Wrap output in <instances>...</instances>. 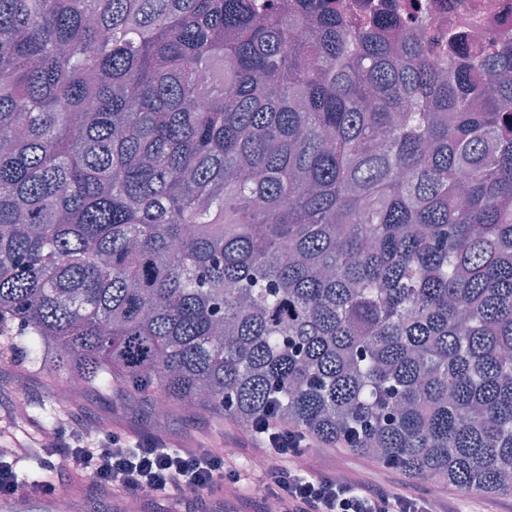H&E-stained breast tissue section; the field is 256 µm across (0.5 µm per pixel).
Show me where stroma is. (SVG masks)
I'll return each instance as SVG.
<instances>
[{
  "instance_id": "stroma-1",
  "label": "stroma",
  "mask_w": 512,
  "mask_h": 512,
  "mask_svg": "<svg viewBox=\"0 0 512 512\" xmlns=\"http://www.w3.org/2000/svg\"><path fill=\"white\" fill-rule=\"evenodd\" d=\"M66 386V376L36 372L9 353L0 354V404L13 408L26 406L29 416L24 419L23 424L27 427L33 424L32 412L49 405L58 406L63 412L79 411L99 420L105 426L127 432L162 434L176 444L218 436L230 425L229 420L204 409L191 415L172 411L160 419L154 413L151 400L113 390H88L80 402L74 403L63 395ZM314 454L340 473H355L381 481L387 478V473L379 461L346 448H318ZM400 486L419 493L428 492L430 487H437L447 493L457 512H472L475 504L485 499L493 502L496 512H512L511 493L488 495L468 492L444 480L434 482L428 479H405Z\"/></svg>"
}]
</instances>
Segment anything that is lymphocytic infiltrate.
Wrapping results in <instances>:
<instances>
[{"label": "lymphocytic infiltrate", "mask_w": 512, "mask_h": 512, "mask_svg": "<svg viewBox=\"0 0 512 512\" xmlns=\"http://www.w3.org/2000/svg\"><path fill=\"white\" fill-rule=\"evenodd\" d=\"M222 446L172 443L163 435L101 431L66 413L56 421L52 437L12 427L0 430V499L22 491L56 495L59 485L81 480L87 504L105 495L120 502L149 497L170 512H209L223 499L224 512H241L233 500L240 483H257L248 512H266L276 501L281 512H451L441 495L404 493L349 474L336 476L312 453L318 439L274 415L261 421L248 441L251 460L264 469H244L235 456L242 440L227 432ZM57 469L55 482L22 488L15 478L20 465Z\"/></svg>", "instance_id": "obj_1"}]
</instances>
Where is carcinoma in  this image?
Segmentation results:
<instances>
[{
    "instance_id": "obj_1",
    "label": "carcinoma",
    "mask_w": 512,
    "mask_h": 512,
    "mask_svg": "<svg viewBox=\"0 0 512 512\" xmlns=\"http://www.w3.org/2000/svg\"><path fill=\"white\" fill-rule=\"evenodd\" d=\"M398 27L0 0L3 347L512 493V35Z\"/></svg>"
}]
</instances>
